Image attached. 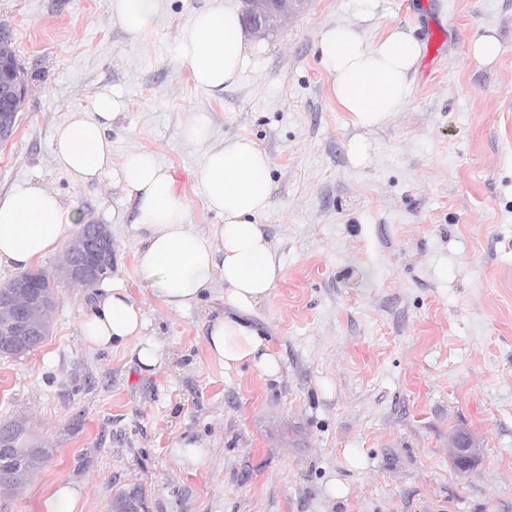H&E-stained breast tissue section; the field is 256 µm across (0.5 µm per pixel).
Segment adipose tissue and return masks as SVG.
Listing matches in <instances>:
<instances>
[{"label": "adipose tissue", "instance_id": "1", "mask_svg": "<svg viewBox=\"0 0 512 512\" xmlns=\"http://www.w3.org/2000/svg\"><path fill=\"white\" fill-rule=\"evenodd\" d=\"M112 14L134 41L162 19L159 0H112ZM245 43L239 12L214 0L184 25L174 64L188 69L198 87L220 92L244 69ZM315 52L350 123L373 129L402 108L422 45L412 29L399 25L370 41L354 25L339 24L321 33ZM118 111L117 102L102 94L95 113H70L55 129L52 165L78 184L115 173L136 203L135 226L147 231L137 255L147 291L167 308L187 311L222 285L224 313L209 323L205 335L211 358L228 372L248 365L278 378L280 357L250 323L282 271L276 245L257 222L270 204V156L251 139L214 135L205 114L194 116L187 139L202 150L194 178L204 189L207 209L224 219L213 231H201L190 224L169 168L153 153H131L113 167L106 129ZM81 222L80 212L41 183L29 181L0 195V271L32 268L73 238ZM146 329L141 307L118 283L97 288L82 316L87 348H126L143 372L153 373L162 360L161 342Z\"/></svg>", "mask_w": 512, "mask_h": 512}]
</instances>
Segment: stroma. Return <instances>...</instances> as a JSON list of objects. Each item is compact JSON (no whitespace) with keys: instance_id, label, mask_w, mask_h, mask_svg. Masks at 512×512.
<instances>
[{"instance_id":"1","label":"stroma","mask_w":512,"mask_h":512,"mask_svg":"<svg viewBox=\"0 0 512 512\" xmlns=\"http://www.w3.org/2000/svg\"><path fill=\"white\" fill-rule=\"evenodd\" d=\"M212 0H159L161 25L130 41L111 0H0V27L25 71L26 97L0 143V193L44 183L86 223L112 231V278L142 306L163 366L141 373L123 348L81 341L94 292L60 285L46 341L0 358V422H24L49 458L0 512H45L57 482L80 488L77 512H108L140 484L151 512H512V0H308L273 36L248 33L249 64L224 93L172 63L190 15ZM339 23L371 39L392 25L437 49L418 62L397 116L365 133L337 105L314 46ZM494 29L500 54L472 41ZM121 102L112 162L154 152L197 228L208 211L185 128L206 113L215 135L252 139L272 158L258 219L282 274L252 318L278 354L279 381L224 371L206 348L220 290L189 311L144 291L135 203L111 177L77 186L53 167L55 128ZM364 136L372 160L355 167ZM480 441L459 472L448 439ZM201 444L191 470L181 441ZM348 488L332 496L328 484ZM471 52L473 57L485 63L494 61L500 52V44L493 30L481 35L472 42Z\"/></svg>"}]
</instances>
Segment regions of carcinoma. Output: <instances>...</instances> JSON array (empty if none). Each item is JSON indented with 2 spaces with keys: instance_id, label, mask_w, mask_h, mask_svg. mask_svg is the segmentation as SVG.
<instances>
[{
  "instance_id": "1",
  "label": "carcinoma",
  "mask_w": 512,
  "mask_h": 512,
  "mask_svg": "<svg viewBox=\"0 0 512 512\" xmlns=\"http://www.w3.org/2000/svg\"><path fill=\"white\" fill-rule=\"evenodd\" d=\"M72 263L73 254L67 250L53 279H48L44 273L38 275V279L47 288L52 283L91 287L89 280L69 276ZM55 309L56 302L54 301L35 303L25 294L14 293L6 287L0 288V356L11 359L21 358L36 349L45 340L42 335L32 336L28 342L19 343L15 337L6 335V328L11 317L21 313L30 325L48 330ZM0 439H4L10 444L8 455L5 457L0 455V498L8 499L44 468L48 451L36 446L31 441L25 425L18 421L1 424Z\"/></svg>"
}]
</instances>
